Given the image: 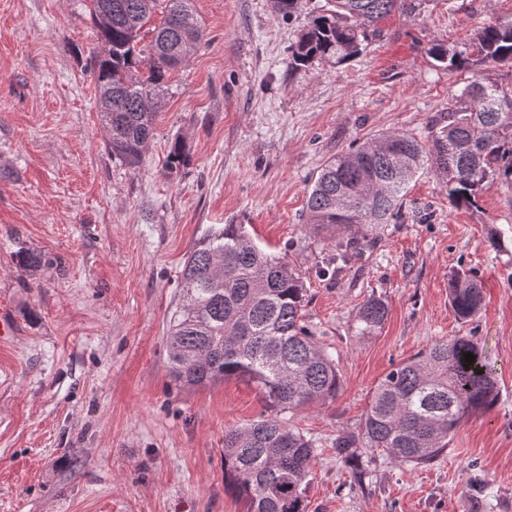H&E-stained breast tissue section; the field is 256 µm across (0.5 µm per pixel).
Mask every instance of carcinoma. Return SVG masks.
Returning <instances> with one entry per match:
<instances>
[{
    "instance_id": "obj_1",
    "label": "carcinoma",
    "mask_w": 512,
    "mask_h": 512,
    "mask_svg": "<svg viewBox=\"0 0 512 512\" xmlns=\"http://www.w3.org/2000/svg\"><path fill=\"white\" fill-rule=\"evenodd\" d=\"M160 0H90L100 52L91 54L100 120L112 155L140 165L168 93V77L196 51L203 32L193 0H166L150 43L141 30ZM416 0H325L291 47L292 64L314 59L345 63L357 56L377 24L394 12L410 15ZM434 59L450 70L475 61L512 65V21L490 22L459 48L436 44ZM190 158L183 137L171 142L170 169ZM448 187V199L471 206L504 179L512 185V91L473 80L455 95L424 143L403 132L381 133L329 159L307 198L308 225L339 234L353 224H388L424 164ZM180 301L166 326L167 367L188 388L230 378L257 384L274 414L224 432V489L247 512H308L316 448L279 414L336 396V359L304 323L307 289L281 257L264 252L241 224H225L199 239L179 271ZM449 302L458 319L474 317L482 288L453 275ZM385 302L358 308L362 333L382 326ZM475 356L464 361L465 354ZM498 395L494 366L468 337L438 340L404 360L377 384L360 432L336 437V456L365 448L402 465L421 467L441 456L462 422L490 409Z\"/></svg>"
}]
</instances>
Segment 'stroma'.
I'll return each mask as SVG.
<instances>
[{"label":"stroma","instance_id":"stroma-1","mask_svg":"<svg viewBox=\"0 0 512 512\" xmlns=\"http://www.w3.org/2000/svg\"><path fill=\"white\" fill-rule=\"evenodd\" d=\"M324 0L276 16L271 0H194L201 47L169 79L141 164L113 156L86 69L101 50L89 0H0V512H246L224 489V432L268 412L256 385L171 381L165 331L178 272L219 224H241L305 283L304 322L338 363L335 398L286 413L318 449L309 512H512V188L454 206L421 170L400 216L369 228L340 271L336 242L307 225L330 158L381 132L427 139L478 77L512 89V67L448 72L429 52L512 20V0H422L355 58L290 65ZM183 136L190 162L167 167ZM40 254L29 271L17 255ZM474 272L481 311L459 320L454 272ZM387 318L356 330L358 306ZM466 336L494 365L492 409L464 420L433 464L336 456L382 378L428 344ZM363 481H355V473ZM387 306L380 297L370 296L358 308L356 320L361 333H370L382 326Z\"/></svg>","mask_w":512,"mask_h":512}]
</instances>
